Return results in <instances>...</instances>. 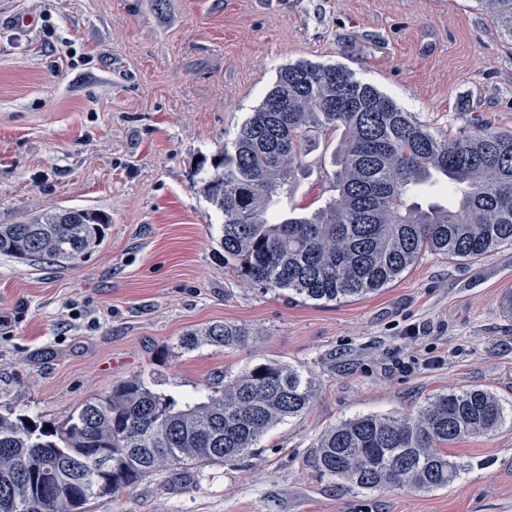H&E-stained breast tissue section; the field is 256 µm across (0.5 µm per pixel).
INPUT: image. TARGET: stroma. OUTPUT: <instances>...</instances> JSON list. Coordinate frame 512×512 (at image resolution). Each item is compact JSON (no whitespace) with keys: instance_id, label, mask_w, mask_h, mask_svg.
<instances>
[{"instance_id":"1","label":"stroma","mask_w":512,"mask_h":512,"mask_svg":"<svg viewBox=\"0 0 512 512\" xmlns=\"http://www.w3.org/2000/svg\"><path fill=\"white\" fill-rule=\"evenodd\" d=\"M26 32H12L16 18ZM342 65L441 135L512 132V45L478 0H0V224L81 208L103 242L70 266L0 255V413L61 421L134 376L192 396L274 361L317 382L311 408L251 455L162 471L91 512H512V422L451 445L468 469L433 491L342 485L312 463L360 415L416 414L485 388L512 407V246L424 255L392 287L322 304L224 266L204 162L232 147L288 64ZM339 135L310 142L281 212L336 195ZM231 323L246 345L186 351ZM247 332L235 324H213L202 330H192L181 337V349L194 350L202 344L222 348H235L247 341Z\"/></svg>"}]
</instances>
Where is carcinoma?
I'll return each mask as SVG.
<instances>
[{
  "label": "carcinoma",
  "mask_w": 512,
  "mask_h": 512,
  "mask_svg": "<svg viewBox=\"0 0 512 512\" xmlns=\"http://www.w3.org/2000/svg\"><path fill=\"white\" fill-rule=\"evenodd\" d=\"M480 2L512 42V0ZM328 130L340 132L336 198L311 214H279L275 198L295 180L307 141ZM440 177L450 205L414 201ZM201 191L224 215V265L290 298L342 303L388 287L427 253L477 261L512 246V133L478 123L447 139L343 66L289 64ZM107 224L77 208L0 224V255L68 265L103 242ZM246 341L224 323L187 332L179 347ZM314 390L300 370L265 362L184 401L136 376L48 428L0 413V512H86L160 471L236 461L271 427L304 414ZM504 421L497 397L465 388L414 416L342 422L321 436L314 463L360 489H441L463 470L448 446Z\"/></svg>",
  "instance_id": "carcinoma-1"
}]
</instances>
